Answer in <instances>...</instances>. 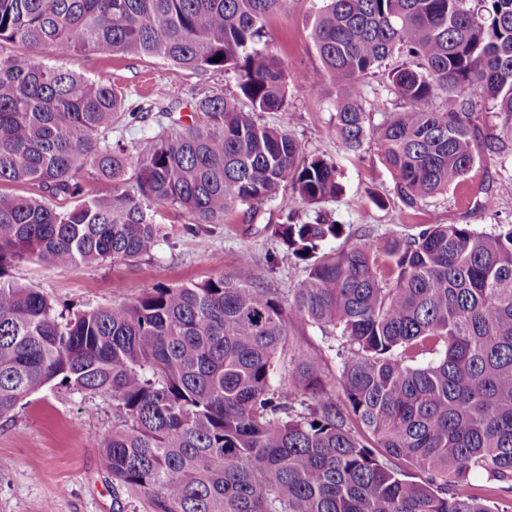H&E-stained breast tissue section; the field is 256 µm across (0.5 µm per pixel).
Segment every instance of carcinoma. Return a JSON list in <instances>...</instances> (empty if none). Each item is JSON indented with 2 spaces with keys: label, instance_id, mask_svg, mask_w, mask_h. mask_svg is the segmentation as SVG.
Segmentation results:
<instances>
[{
  "label": "carcinoma",
  "instance_id": "obj_1",
  "mask_svg": "<svg viewBox=\"0 0 512 512\" xmlns=\"http://www.w3.org/2000/svg\"><path fill=\"white\" fill-rule=\"evenodd\" d=\"M286 3L0 0V44L24 48L0 53V187L34 189L0 192V419L51 385L112 400V431L95 447L152 512H507L470 476L512 479L511 224L368 232L323 252L342 225L289 217L271 235L306 276L286 302L241 268L66 317L9 279L31 256L66 269L150 255L153 206L199 228L285 191L309 205L342 194L335 164L289 133L288 73L261 43ZM310 36L353 152L368 135L364 80L401 59L387 81L408 107L383 113L375 135L405 213L498 152L479 135L483 103L512 129V0H323ZM46 49L231 69L238 82L186 104L172 92L134 99ZM132 124L149 132L129 146ZM298 325L340 338L342 395Z\"/></svg>",
  "mask_w": 512,
  "mask_h": 512
}]
</instances>
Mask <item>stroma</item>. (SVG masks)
I'll return each instance as SVG.
<instances>
[{"instance_id": "obj_1", "label": "stroma", "mask_w": 512, "mask_h": 512, "mask_svg": "<svg viewBox=\"0 0 512 512\" xmlns=\"http://www.w3.org/2000/svg\"><path fill=\"white\" fill-rule=\"evenodd\" d=\"M321 5L322 0H287L269 17L265 32L289 73L309 76L288 88L290 133L305 154L335 163L344 187L341 196L319 205L344 229L340 238L327 242V249L356 243L367 232L414 234L422 224H468L486 234L512 224V135L489 104L480 108L478 124L485 138L497 139L499 155L477 166L460 186L427 200L411 215H401L394 175L381 159L375 136L352 153L333 132L336 85L323 73L310 39ZM66 65L112 79L132 94L160 93L172 85L198 96L228 94L237 84L231 71L202 75L149 57L108 63L80 54L68 58ZM488 189L496 196L492 210L480 205ZM310 211L309 205L283 193L260 206L254 217L236 210L223 223L196 234L189 231L183 213L161 209L155 220L163 237L151 256L137 263L56 270L33 257L15 265L11 278L39 289L67 312L104 307L158 285L199 283L242 266L251 270L256 284L277 288L285 298L304 279L305 266L282 251L269 227L283 222L286 214L302 218ZM111 430L112 403L100 396L50 386L22 401L10 420H0V512H150L146 498L113 484L106 472L94 440Z\"/></svg>"}]
</instances>
